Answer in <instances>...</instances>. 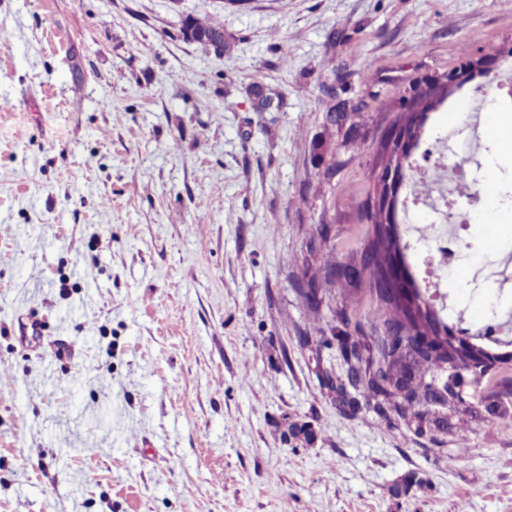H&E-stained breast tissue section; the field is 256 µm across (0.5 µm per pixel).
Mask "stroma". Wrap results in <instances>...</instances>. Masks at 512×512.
<instances>
[{
  "label": "stroma",
  "mask_w": 512,
  "mask_h": 512,
  "mask_svg": "<svg viewBox=\"0 0 512 512\" xmlns=\"http://www.w3.org/2000/svg\"><path fill=\"white\" fill-rule=\"evenodd\" d=\"M492 44L512 0H0V512H512V408L343 416L294 291L361 244L384 105ZM504 113L441 282L475 330L512 306L466 278L512 253ZM180 33L184 40L212 49L218 56L224 55V27L214 22L207 12L184 16L181 20Z\"/></svg>",
  "instance_id": "1"
}]
</instances>
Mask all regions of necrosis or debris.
Masks as SVG:
<instances>
[{"mask_svg": "<svg viewBox=\"0 0 512 512\" xmlns=\"http://www.w3.org/2000/svg\"><path fill=\"white\" fill-rule=\"evenodd\" d=\"M488 101L487 92L474 96V110L468 115V138H459L455 128L440 130L433 162L416 169L417 187L408 191L402 204L404 235L411 245H425L426 252L418 273L438 308L457 315L458 309L438 288L441 273L456 260L462 249L468 216L458 207V187H465L469 202H477L482 193L470 175L473 144L479 136L481 113ZM428 214L430 223H419L420 214Z\"/></svg>", "mask_w": 512, "mask_h": 512, "instance_id": "1", "label": "necrosis or debris"}]
</instances>
